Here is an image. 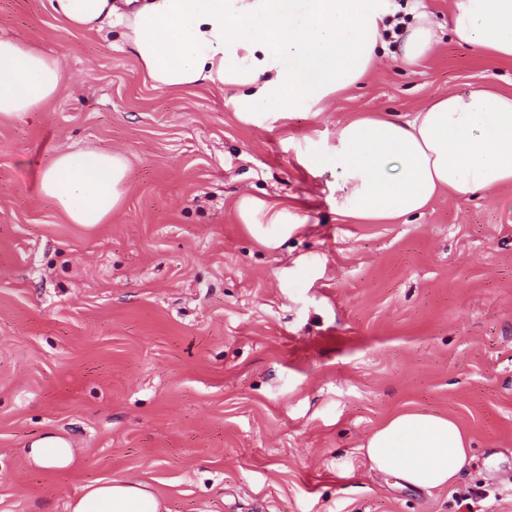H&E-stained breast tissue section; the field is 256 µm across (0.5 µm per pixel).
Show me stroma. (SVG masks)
<instances>
[{
  "label": "stroma",
  "instance_id": "1",
  "mask_svg": "<svg viewBox=\"0 0 512 512\" xmlns=\"http://www.w3.org/2000/svg\"><path fill=\"white\" fill-rule=\"evenodd\" d=\"M453 8L409 4L440 37L418 64L380 55L342 96L246 123L232 92L153 88L119 31L0 0V33L66 76L40 111L0 115V512H69L97 479L168 512H512V186L363 224L323 163L353 119L512 90V62L455 42ZM77 149L127 161L104 223L37 193ZM409 409L467 433L453 485L372 468L365 439ZM49 431L66 469L27 460Z\"/></svg>",
  "mask_w": 512,
  "mask_h": 512
}]
</instances>
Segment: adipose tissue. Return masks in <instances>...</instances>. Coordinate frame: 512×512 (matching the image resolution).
Returning <instances> with one entry per match:
<instances>
[{
  "label": "adipose tissue",
  "mask_w": 512,
  "mask_h": 512,
  "mask_svg": "<svg viewBox=\"0 0 512 512\" xmlns=\"http://www.w3.org/2000/svg\"><path fill=\"white\" fill-rule=\"evenodd\" d=\"M67 29H120L123 43L153 87L230 89L240 116L287 104L336 98L362 81L384 47V0H50ZM459 44L512 61V0H455ZM436 34L425 16L406 24L398 46L405 63L429 55ZM60 60L0 34V115L38 111L61 91ZM330 163L340 211L362 221H390L423 210L440 193L462 199L512 185V92L486 88L448 93L420 111L379 112L338 128ZM125 158L63 151L38 182L76 224L103 223L122 201ZM373 468L413 487L454 483L468 454L452 419L408 411L364 445ZM37 469L72 463L70 444L43 436L27 452ZM71 512H167L143 484L94 482Z\"/></svg>",
  "instance_id": "1"
}]
</instances>
